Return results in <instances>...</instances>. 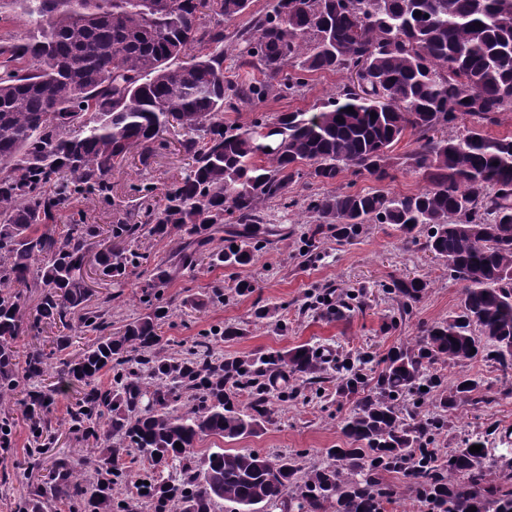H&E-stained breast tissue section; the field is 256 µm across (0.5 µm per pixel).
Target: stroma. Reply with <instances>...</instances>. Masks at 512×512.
Listing matches in <instances>:
<instances>
[{
	"label": "stroma",
	"mask_w": 512,
	"mask_h": 512,
	"mask_svg": "<svg viewBox=\"0 0 512 512\" xmlns=\"http://www.w3.org/2000/svg\"><path fill=\"white\" fill-rule=\"evenodd\" d=\"M275 0H252L249 10L224 24V80L237 86L250 81L257 71L247 65L242 55L239 35L253 18L271 12ZM38 35L37 26L25 14L22 0H0V44H11ZM340 74L308 76L296 94L273 87L266 97L237 102L226 111L224 120L249 125L263 116L274 119L283 112L315 111L343 83ZM180 129L165 131L148 158L132 156L128 163L114 168L110 181L114 207H107L88 196L59 211L57 224L70 223L83 216L86 223L108 226L119 219H138L142 186L153 188L154 198H162L166 188L181 177L185 156L179 142ZM412 136H405L390 152V176L376 180L366 171L349 169L336 181L337 188L350 192L381 191L389 195L413 193L426 187L422 173L408 168L406 157L413 149ZM326 185L308 174H301L288 189L290 208L276 200L263 204L262 211L270 228L276 229L253 264L246 267L210 268L200 263L184 270L178 278L161 288L159 302L168 307L169 316L160 330V355L180 359L187 355L192 342L202 335H213L233 325L242 334L232 341L217 340L215 348L225 356L268 353L306 344L323 350V363L329 380L322 388L295 382V396L274 402L271 415L256 434L232 441L235 450H251L268 457L292 454L303 463L321 461L327 449L345 448L349 442L341 431V421L355 406L354 396L337 394L332 383L339 365L346 358L369 359L378 368L381 359L393 348L414 341L425 329L457 316L460 312L462 284L447 265L428 252L424 243L427 228L416 229L405 238L395 225L368 223L348 239L327 234L317 239L314 253H307L310 197L326 194ZM424 278L428 286L403 311L401 299L392 282L405 276ZM255 285L252 293L240 295L233 286L239 280ZM147 280L140 269L108 280L88 272L86 282L94 302L109 301L112 323L109 334H119L132 318L148 313L150 306L143 294ZM222 290L215 299L214 290ZM39 289L28 292L23 301V332L16 343L18 361L27 352L41 349L52 356L47 382H54L63 359L77 357L95 335L72 328L71 345L56 353L53 341L59 326L35 324ZM331 297L324 305L322 297ZM285 321L287 330L276 329V321ZM467 374L479 380L480 387L471 401L454 410L447 432L439 435L436 446L441 451L457 447L469 434H486L489 441L512 435V376L503 375L494 364L476 359L460 367L444 368L445 379ZM25 395L16 392L0 408L12 424L11 444L0 447V512H23L31 485L41 481L55 459L65 457L90 471L95 455L80 434L69 428L68 411L74 394L59 398L50 414L54 439L50 452L30 456L34 441L25 417Z\"/></svg>",
	"instance_id": "obj_1"
}]
</instances>
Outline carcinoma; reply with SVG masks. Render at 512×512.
<instances>
[{
  "label": "carcinoma",
  "mask_w": 512,
  "mask_h": 512,
  "mask_svg": "<svg viewBox=\"0 0 512 512\" xmlns=\"http://www.w3.org/2000/svg\"><path fill=\"white\" fill-rule=\"evenodd\" d=\"M26 4L39 38L0 45V406L23 389L39 440L62 381L77 382L83 392L70 407V430L107 443L88 482L74 462L56 460L31 487L26 512H45L58 499L75 512H132L112 486L121 482L119 458L133 451L150 465L136 489L155 512H214L218 500L232 512H263L270 503L290 512H384L397 495L384 473L404 477L432 512H512V489L504 488L512 460L491 457L485 437L469 435L444 456L432 447L479 386L464 374L446 385L436 365L482 355L512 372V136L455 129L460 115L491 125L512 112V0H277L241 33L264 80L234 91L224 84V54L213 47L224 42V21L244 14L251 0ZM318 71L346 76L318 111L256 119L245 130L224 123L232 98H259L274 81L294 93L304 73ZM172 120L184 129L180 146L190 163L162 203L104 232L77 223L57 232L56 215L70 199L93 193L112 203V169L134 150L151 155ZM265 128L261 148L255 135ZM407 133L414 136L408 164L428 186L400 196L330 191L308 203L316 216L311 236L326 224L343 238L370 221L406 234L428 227L425 248L463 283L461 312L391 351L371 388L366 359L347 366L336 392L362 393L342 425L353 447L328 449L326 461L305 473L290 455L272 461L222 448L193 465L201 439L255 433L267 405L283 397L278 382H322L321 359L306 344L226 358L213 336L197 338L182 359H159L161 306L123 333L104 335L107 311L90 305L81 274L90 241L107 234L98 267L110 278L146 260L133 249L140 237L173 242L176 259L153 269L147 296L207 246L210 265L246 266L268 243L260 203L287 198L301 167L323 184L347 167L383 181L388 152ZM426 287L419 277L393 281L405 312ZM25 288L41 289L38 320L66 329L76 320L100 333L62 362L55 384L43 382L42 350L29 352L21 372L14 362ZM104 370L112 371L105 390L95 386ZM177 387L190 390L182 409L170 405ZM423 387L440 389L435 411L411 423L400 400L425 395ZM473 445L480 452L469 451Z\"/></svg>",
  "instance_id": "cac0c4a2"
}]
</instances>
